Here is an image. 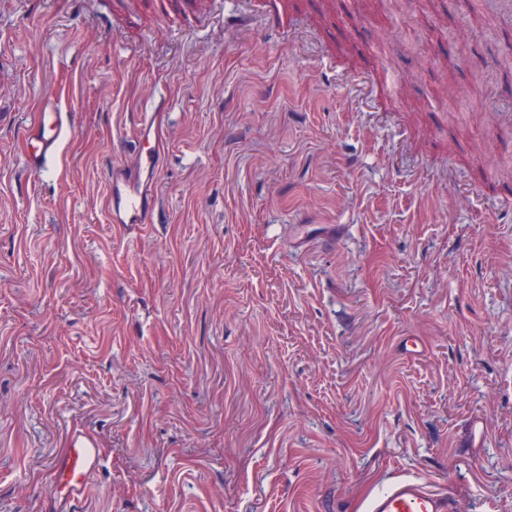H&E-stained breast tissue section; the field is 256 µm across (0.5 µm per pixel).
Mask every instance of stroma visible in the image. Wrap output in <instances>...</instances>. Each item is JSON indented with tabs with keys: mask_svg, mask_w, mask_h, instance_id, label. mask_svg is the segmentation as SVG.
Masks as SVG:
<instances>
[{
	"mask_svg": "<svg viewBox=\"0 0 512 512\" xmlns=\"http://www.w3.org/2000/svg\"><path fill=\"white\" fill-rule=\"evenodd\" d=\"M160 97L157 221L107 223ZM70 425L82 512H512V0H0V512ZM69 127V114L60 112L49 99L43 101L37 121L25 130L31 146L25 155V169L32 173L47 168L57 157L61 139ZM455 508L445 494L408 477H398L367 504L368 512H455Z\"/></svg>",
	"mask_w": 512,
	"mask_h": 512,
	"instance_id": "stroma-1",
	"label": "stroma"
}]
</instances>
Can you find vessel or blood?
Returning a JSON list of instances; mask_svg holds the SVG:
<instances>
[{"label": "vessel or blood", "mask_w": 512, "mask_h": 512, "mask_svg": "<svg viewBox=\"0 0 512 512\" xmlns=\"http://www.w3.org/2000/svg\"><path fill=\"white\" fill-rule=\"evenodd\" d=\"M142 113L130 162L112 164L106 171L109 193L108 221L112 224H152L157 217V173L165 152L158 110ZM70 126L68 113L51 101H43L39 117L25 130L30 144L24 159L27 171L48 167L58 154L61 139ZM104 460L92 439L82 431L71 430L65 451L55 460L50 474L59 512H81L88 478L102 469ZM367 512H455L453 500L426 483L400 477L375 493Z\"/></svg>", "instance_id": "obj_1"}]
</instances>
